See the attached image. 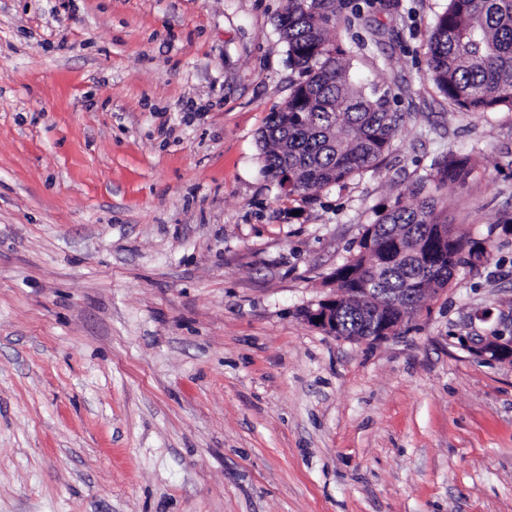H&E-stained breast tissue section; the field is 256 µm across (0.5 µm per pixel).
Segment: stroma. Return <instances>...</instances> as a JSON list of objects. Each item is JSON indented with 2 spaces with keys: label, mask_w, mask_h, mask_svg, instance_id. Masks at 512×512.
Instances as JSON below:
<instances>
[{
  "label": "stroma",
  "mask_w": 512,
  "mask_h": 512,
  "mask_svg": "<svg viewBox=\"0 0 512 512\" xmlns=\"http://www.w3.org/2000/svg\"><path fill=\"white\" fill-rule=\"evenodd\" d=\"M339 22L354 84L404 118L313 197L258 142L297 74L286 0H0V512H512V111L426 72L447 0ZM489 239L399 333L302 312L431 161ZM473 351L488 361L512 359V336L494 330L486 336L471 337Z\"/></svg>",
  "instance_id": "1"
}]
</instances>
